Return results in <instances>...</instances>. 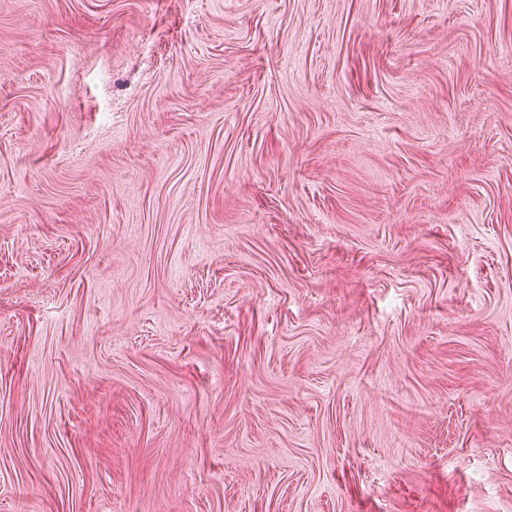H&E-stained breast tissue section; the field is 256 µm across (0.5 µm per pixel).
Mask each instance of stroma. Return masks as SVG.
Here are the masks:
<instances>
[{"instance_id": "1", "label": "stroma", "mask_w": 512, "mask_h": 512, "mask_svg": "<svg viewBox=\"0 0 512 512\" xmlns=\"http://www.w3.org/2000/svg\"><path fill=\"white\" fill-rule=\"evenodd\" d=\"M0 512H512V0H0Z\"/></svg>"}]
</instances>
